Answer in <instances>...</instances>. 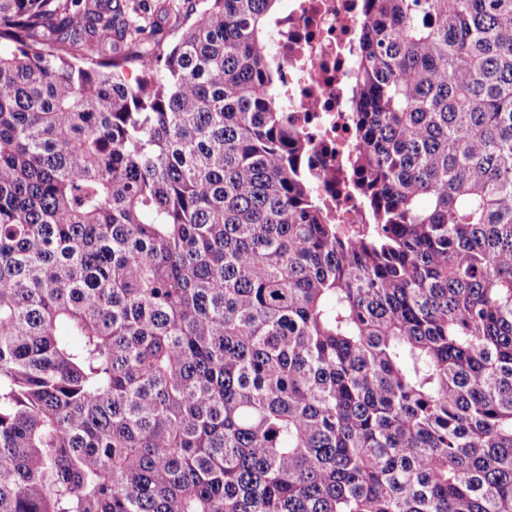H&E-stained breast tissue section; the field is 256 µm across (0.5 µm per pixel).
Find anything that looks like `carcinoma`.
I'll return each mask as SVG.
<instances>
[{
    "label": "carcinoma",
    "mask_w": 512,
    "mask_h": 512,
    "mask_svg": "<svg viewBox=\"0 0 512 512\" xmlns=\"http://www.w3.org/2000/svg\"><path fill=\"white\" fill-rule=\"evenodd\" d=\"M278 0H0V512H512V0H363L306 181Z\"/></svg>",
    "instance_id": "carcinoma-1"
}]
</instances>
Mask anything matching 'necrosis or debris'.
<instances>
[{"label":"necrosis or debris","instance_id":"4bbe7bcc","mask_svg":"<svg viewBox=\"0 0 512 512\" xmlns=\"http://www.w3.org/2000/svg\"><path fill=\"white\" fill-rule=\"evenodd\" d=\"M362 0H293L271 46L284 68L288 116L311 146L308 180L346 232L363 236L368 224L347 188L350 133L348 74L356 52Z\"/></svg>","mask_w":512,"mask_h":512}]
</instances>
